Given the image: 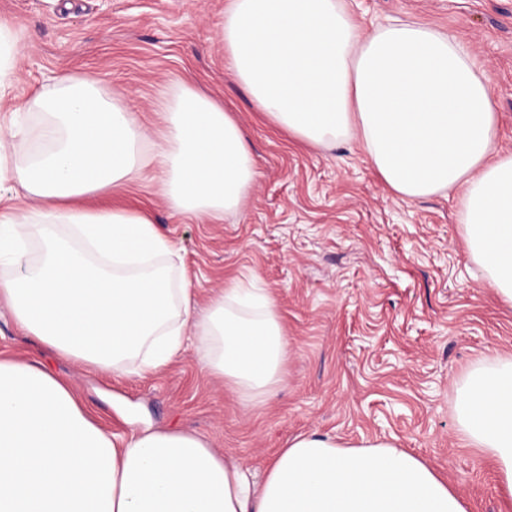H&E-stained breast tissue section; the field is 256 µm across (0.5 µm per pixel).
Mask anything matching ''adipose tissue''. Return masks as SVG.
I'll return each mask as SVG.
<instances>
[{
    "instance_id": "adipose-tissue-1",
    "label": "adipose tissue",
    "mask_w": 512,
    "mask_h": 512,
    "mask_svg": "<svg viewBox=\"0 0 512 512\" xmlns=\"http://www.w3.org/2000/svg\"><path fill=\"white\" fill-rule=\"evenodd\" d=\"M225 68L278 128L327 146L358 137L388 190L457 191L466 247L512 305V153L484 71L455 36L423 23L365 31L343 0H227ZM21 30L0 22V112L36 126L0 131V307L56 355L145 378L196 342L202 367L246 404L286 382L289 343L257 277L206 305L174 283L178 242L143 210L86 209L157 168L170 208L218 220L254 180L250 146L222 104L189 83L162 93L147 128L96 78H48L13 103ZM461 439L492 459L512 499V356L457 392ZM0 512H467L423 459L389 442L295 436L253 476L205 438L117 435L60 379L0 359Z\"/></svg>"
}]
</instances>
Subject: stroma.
I'll use <instances>...</instances> for the list:
<instances>
[{
	"label": "stroma",
	"instance_id": "obj_1",
	"mask_svg": "<svg viewBox=\"0 0 512 512\" xmlns=\"http://www.w3.org/2000/svg\"><path fill=\"white\" fill-rule=\"evenodd\" d=\"M225 0H0L20 28L13 94L24 103L49 73L89 74L151 125L162 92L187 81L233 112L253 154L244 209L220 221L171 210L154 182L123 201L182 247L175 278L198 305L228 278L255 274L288 334L286 384L249 407L186 348L161 373L119 379L58 358L0 315V354L60 378L112 431L128 421L196 432L261 471L288 441L318 433L385 440L427 461L468 512H512L490 458L459 437L455 391L485 358L512 354V306L487 287L458 222V192L408 201L391 193L355 138L302 144L228 77ZM365 29L389 19L456 35L485 70L512 153V0H345Z\"/></svg>",
	"mask_w": 512,
	"mask_h": 512
}]
</instances>
